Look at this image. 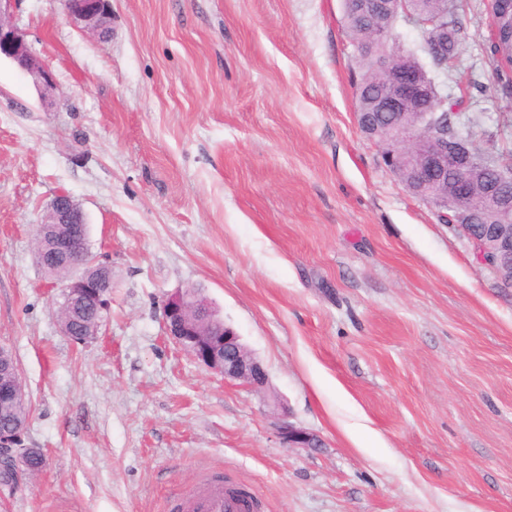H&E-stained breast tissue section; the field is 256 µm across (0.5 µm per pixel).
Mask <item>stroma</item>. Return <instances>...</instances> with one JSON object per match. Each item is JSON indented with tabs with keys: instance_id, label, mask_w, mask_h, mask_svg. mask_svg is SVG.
<instances>
[{
	"instance_id": "obj_1",
	"label": "stroma",
	"mask_w": 512,
	"mask_h": 512,
	"mask_svg": "<svg viewBox=\"0 0 512 512\" xmlns=\"http://www.w3.org/2000/svg\"><path fill=\"white\" fill-rule=\"evenodd\" d=\"M13 21L57 89L0 61V346L43 456L0 512H170L218 473L261 512H512V288L360 132L342 0H112L105 40L63 0ZM462 23L457 122L510 150L483 0ZM61 193L112 267L84 344L35 255ZM192 287L318 447L167 336ZM277 419L278 434L289 447L311 448L316 446L318 440L314 434L293 426L283 417H277Z\"/></svg>"
}]
</instances>
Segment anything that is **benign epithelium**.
Returning a JSON list of instances; mask_svg holds the SVG:
<instances>
[{
	"label": "benign epithelium",
	"instance_id": "obj_1",
	"mask_svg": "<svg viewBox=\"0 0 512 512\" xmlns=\"http://www.w3.org/2000/svg\"><path fill=\"white\" fill-rule=\"evenodd\" d=\"M393 24L406 22L413 27L433 25L415 15L408 0H399ZM19 0H0V58L10 60L24 74L33 78L45 97L56 89L52 71L41 63L29 48L24 33L10 21V13ZM70 20L92 33L109 23L110 0H64ZM385 71L386 91L377 99L376 111L388 112L384 130L370 118V113H357L360 131L375 141L382 156L413 195L431 203L436 216L451 219L454 226L473 245L478 261L490 269L501 283L512 287V159L498 165L480 157L469 144L448 138L437 126L433 112L435 89L423 83L411 70L388 64H371L364 69L358 86L370 88L380 71ZM481 186L484 197L495 201L498 221L485 224L482 199L474 196ZM53 223L68 224L73 216V203L68 195L59 194L51 203ZM101 265L89 248H84L69 263V278L60 285L63 304L76 308L93 302L91 313L95 324L62 326L64 335L76 344L88 336H96L106 322L109 311V289L88 275L89 269ZM163 317L168 336L195 361L220 374L226 380L240 381L256 391L268 385L263 364L243 345L238 334L218 316V312L202 294L191 288L178 290L166 298ZM25 401L19 368L11 366L0 348V403L17 407ZM280 438L290 447L316 446V436L297 428L280 417ZM26 425L12 417L0 419V450L5 456V479H13L29 453L23 435Z\"/></svg>",
	"mask_w": 512,
	"mask_h": 512
}]
</instances>
